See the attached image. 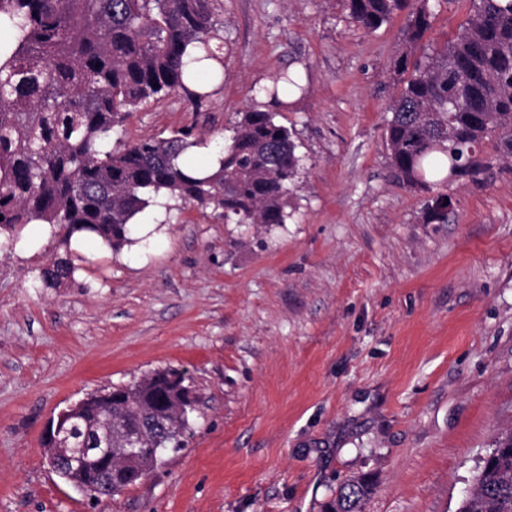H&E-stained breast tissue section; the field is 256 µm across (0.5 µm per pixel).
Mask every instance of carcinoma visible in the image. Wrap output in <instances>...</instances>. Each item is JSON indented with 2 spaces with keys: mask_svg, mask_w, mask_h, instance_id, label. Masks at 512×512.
Listing matches in <instances>:
<instances>
[{
  "mask_svg": "<svg viewBox=\"0 0 512 512\" xmlns=\"http://www.w3.org/2000/svg\"><path fill=\"white\" fill-rule=\"evenodd\" d=\"M411 0H346L351 17L373 31ZM218 0H0V232L55 224L67 246L88 233L117 249L130 221L162 190L200 207L224 209L234 224H283V199L299 158L274 111L249 109L229 142L218 145L219 170L198 178L181 158L204 144L181 132L112 145L132 113L173 93L196 106L211 96L196 83L203 62L224 81ZM431 27L428 0L409 14L411 49L393 71L401 88L388 107L389 165L400 184L430 192L457 174L472 180L512 161V0H470L454 37L415 55ZM197 56L188 57V47ZM306 91L297 72L265 89L272 108ZM448 195L428 201L427 218L445 223ZM69 253L41 271L46 287L73 278ZM172 369L157 370L115 397L92 394L57 417L62 436L55 473L90 498L112 497L136 478L102 462L101 438L145 458L179 448L190 429L167 401L178 398ZM476 476L459 512H512V434ZM367 476L341 484L325 512H361L372 493Z\"/></svg>",
  "mask_w": 512,
  "mask_h": 512,
  "instance_id": "1",
  "label": "carcinoma"
}]
</instances>
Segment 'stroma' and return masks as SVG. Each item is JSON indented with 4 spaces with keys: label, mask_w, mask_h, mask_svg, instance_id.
Segmentation results:
<instances>
[{
    "label": "stroma",
    "mask_w": 512,
    "mask_h": 512,
    "mask_svg": "<svg viewBox=\"0 0 512 512\" xmlns=\"http://www.w3.org/2000/svg\"><path fill=\"white\" fill-rule=\"evenodd\" d=\"M433 5L419 52L466 20ZM408 11L367 31L343 0H221L224 82L174 95L113 140H228L281 72L308 91L277 121L300 158L282 224L172 200L113 249L73 238L72 282L44 287L57 236L0 245V512H323L372 476L363 512H458L512 433V172L397 184L385 143ZM184 372L192 431L148 479L92 501L49 468L48 422L159 369Z\"/></svg>",
    "instance_id": "obj_1"
}]
</instances>
